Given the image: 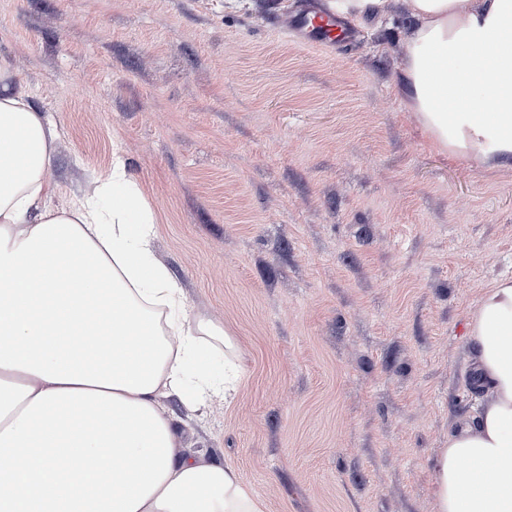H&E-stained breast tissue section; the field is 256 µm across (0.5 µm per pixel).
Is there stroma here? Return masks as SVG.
Segmentation results:
<instances>
[{"label":"stroma","mask_w":512,"mask_h":512,"mask_svg":"<svg viewBox=\"0 0 512 512\" xmlns=\"http://www.w3.org/2000/svg\"><path fill=\"white\" fill-rule=\"evenodd\" d=\"M303 0H0L8 65L58 133L55 206L123 158L154 255L227 329L231 398L177 446L266 512H435L430 461L483 393L467 322L512 277V162L439 153L396 85L406 0L346 46Z\"/></svg>","instance_id":"obj_1"}]
</instances>
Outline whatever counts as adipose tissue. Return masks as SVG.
Here are the masks:
<instances>
[{
    "instance_id": "obj_1",
    "label": "adipose tissue",
    "mask_w": 512,
    "mask_h": 512,
    "mask_svg": "<svg viewBox=\"0 0 512 512\" xmlns=\"http://www.w3.org/2000/svg\"><path fill=\"white\" fill-rule=\"evenodd\" d=\"M407 2L403 106L438 151L512 161V0ZM56 139L0 68V512H265L232 463L177 449L166 405L226 398L228 331L190 317L123 161L51 204ZM467 336L488 400L437 451L436 512H512V278Z\"/></svg>"
}]
</instances>
